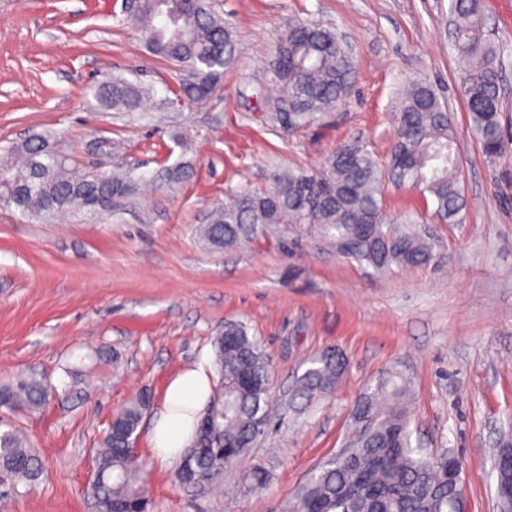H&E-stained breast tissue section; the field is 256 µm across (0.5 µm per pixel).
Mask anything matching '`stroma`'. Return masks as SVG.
Returning a JSON list of instances; mask_svg holds the SVG:
<instances>
[{
	"label": "stroma",
	"mask_w": 512,
	"mask_h": 512,
	"mask_svg": "<svg viewBox=\"0 0 512 512\" xmlns=\"http://www.w3.org/2000/svg\"><path fill=\"white\" fill-rule=\"evenodd\" d=\"M206 3L239 52L213 95L190 102L175 95L187 69L123 24V0H0V152L48 135L86 170L129 168L139 180L125 204L93 214L41 222L0 206V384L33 374L52 389L38 409L0 408L43 465L0 512H97L95 450L141 393L150 512H284L357 431L352 407L367 383L392 372L412 384L413 441L459 457L470 512H499L492 464L512 433V152L488 160L469 128L451 0ZM479 4L505 47L503 124L512 127V0ZM298 21L345 38L352 89L288 133L267 118L269 64ZM113 73L149 89L142 111L96 107L90 90ZM416 81L451 115L468 199L461 223L448 224L419 192L385 185L388 221L415 218L433 243L430 264L378 273L316 237L215 249L197 234L226 193L318 170L351 138L386 161L400 97ZM228 321L244 323L272 358V425L217 486L180 487L176 464L151 454V423L172 376L213 367L212 340ZM331 348L349 361L339 385L289 409L297 378ZM255 466L269 474L259 490L243 480Z\"/></svg>",
	"instance_id": "obj_1"
}]
</instances>
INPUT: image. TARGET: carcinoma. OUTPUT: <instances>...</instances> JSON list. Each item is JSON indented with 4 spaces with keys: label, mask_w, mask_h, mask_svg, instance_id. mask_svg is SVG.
<instances>
[{
    "label": "carcinoma",
    "mask_w": 512,
    "mask_h": 512,
    "mask_svg": "<svg viewBox=\"0 0 512 512\" xmlns=\"http://www.w3.org/2000/svg\"><path fill=\"white\" fill-rule=\"evenodd\" d=\"M155 54L193 70L198 80L182 84L177 93L199 101L236 55L233 31L207 8L205 0H139L130 11ZM452 40L466 60L461 77L468 119L486 158L496 161L512 141L502 124L503 63L500 45L487 35L478 0H452ZM272 76L279 98L297 111L288 122L278 112L273 123L290 131L310 126L319 116L344 102L351 87V65L340 36L317 23L288 26L273 51ZM147 90L121 76L99 83L97 105L116 112H136ZM420 191L442 221H454L466 208L453 123L432 89L415 82L400 100L397 137L383 165L366 143L341 144L314 173L282 172L269 192L240 191L213 210L200 236L212 247L236 245L248 238L247 224H264L285 245L303 235L328 242L340 255L380 272L426 265L434 259L429 237L400 229L385 220L383 183ZM136 183L126 173L103 179L86 175L55 143L32 136L0 158V195L13 196L25 218L48 221L94 202L104 210L118 198L132 195ZM219 379L198 424L194 444L185 452L188 473L200 486L235 464L267 429L270 396V355L239 322H227L214 338ZM343 358L317 357L297 380L292 407L303 409L331 392L345 372ZM411 384L390 373L369 384L352 409L354 421L374 428L349 441L347 455L324 463L292 498L288 512H458L464 496L448 480L446 450L427 453L412 445L407 401ZM48 397L42 382L24 375L0 386V407L35 409ZM146 398H134L109 424L98 449L90 492L98 512H146L142 484L146 463L127 455V440L137 434ZM42 472L39 456L26 447L16 429L0 430V477L16 493L20 484L36 481Z\"/></svg>",
    "instance_id": "obj_1"
}]
</instances>
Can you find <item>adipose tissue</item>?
<instances>
[{
  "label": "adipose tissue",
  "mask_w": 512,
  "mask_h": 512,
  "mask_svg": "<svg viewBox=\"0 0 512 512\" xmlns=\"http://www.w3.org/2000/svg\"><path fill=\"white\" fill-rule=\"evenodd\" d=\"M214 385L212 373L202 365L183 369L169 381L149 434L155 459L162 462L179 459L194 443L200 413Z\"/></svg>",
  "instance_id": "obj_1"
}]
</instances>
